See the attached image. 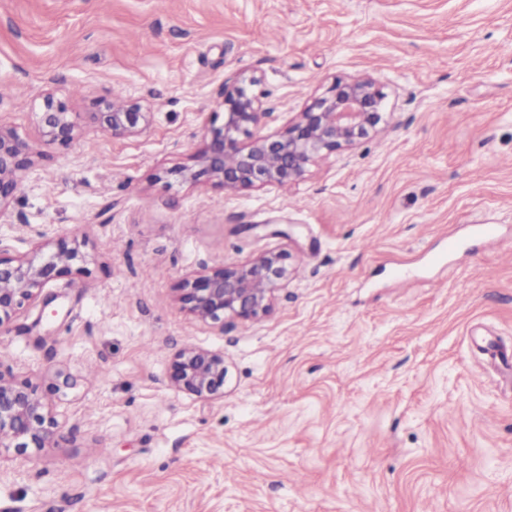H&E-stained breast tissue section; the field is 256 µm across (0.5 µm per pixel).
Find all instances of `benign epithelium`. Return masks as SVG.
Returning <instances> with one entry per match:
<instances>
[{"label": "benign epithelium", "instance_id": "obj_1", "mask_svg": "<svg viewBox=\"0 0 512 512\" xmlns=\"http://www.w3.org/2000/svg\"><path fill=\"white\" fill-rule=\"evenodd\" d=\"M260 83L257 77L224 81L222 124L212 119L204 125L195 165L170 169L166 175L190 185L204 178L228 195L265 185H290L316 160L377 135L384 122V95L372 80L356 79L336 82L284 130L263 134L260 129L272 109L256 90ZM79 116L64 102L46 95L39 116L43 140L64 146L72 143L82 131ZM89 116L98 129L114 137L138 135L152 121V112L141 98L103 101ZM34 166L27 142L15 131L0 127V211L15 198L19 174ZM37 236L41 242L29 255L12 256L0 248V333L10 331V323L26 303L40 298L49 283L71 273L73 265L84 259L75 240L64 235L50 238L45 231ZM286 259L283 252H266L235 266L205 268L184 280L180 300L201 321L254 320L271 308L276 292L286 285L290 275ZM51 301L43 298V306ZM225 375L223 352L189 346L174 356L169 381L175 390L207 401L223 394ZM59 429L37 386L18 382L10 372L0 370V448L20 452L44 448Z\"/></svg>", "mask_w": 512, "mask_h": 512}]
</instances>
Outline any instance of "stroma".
<instances>
[{"mask_svg":"<svg viewBox=\"0 0 512 512\" xmlns=\"http://www.w3.org/2000/svg\"><path fill=\"white\" fill-rule=\"evenodd\" d=\"M252 75L265 132L360 76L387 123L289 187L161 180ZM49 92L153 119L49 145ZM0 127L38 154L0 245L57 229L86 259L22 312L43 344L0 337L60 423L0 450V512H512V380L482 351L512 348V0H0ZM267 251L290 278L260 318L183 307L186 277ZM188 346L223 352V397L171 387ZM92 123L115 137L135 136L152 121L148 104L141 98H113L98 104L97 112H87Z\"/></svg>","mask_w":512,"mask_h":512,"instance_id":"obj_1","label":"stroma"}]
</instances>
